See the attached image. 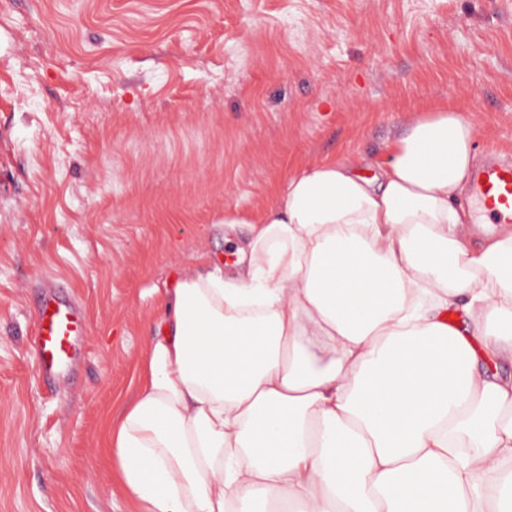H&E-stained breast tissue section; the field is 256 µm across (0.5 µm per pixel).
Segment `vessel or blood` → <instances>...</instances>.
Returning <instances> with one entry per match:
<instances>
[{"label": "vessel or blood", "instance_id": "1", "mask_svg": "<svg viewBox=\"0 0 512 512\" xmlns=\"http://www.w3.org/2000/svg\"><path fill=\"white\" fill-rule=\"evenodd\" d=\"M472 191L494 222H512V166L490 163L478 169ZM34 324L37 371L50 390L82 358L85 319L77 305L47 290L41 295Z\"/></svg>", "mask_w": 512, "mask_h": 512}]
</instances>
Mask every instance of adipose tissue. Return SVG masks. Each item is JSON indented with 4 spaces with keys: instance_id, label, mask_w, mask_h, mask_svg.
<instances>
[{
    "instance_id": "adipose-tissue-1",
    "label": "adipose tissue",
    "mask_w": 512,
    "mask_h": 512,
    "mask_svg": "<svg viewBox=\"0 0 512 512\" xmlns=\"http://www.w3.org/2000/svg\"><path fill=\"white\" fill-rule=\"evenodd\" d=\"M475 137L433 109L292 175L234 277L202 254L165 290L106 434L134 512H512V224L460 202Z\"/></svg>"
}]
</instances>
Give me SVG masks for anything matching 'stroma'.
<instances>
[{"mask_svg":"<svg viewBox=\"0 0 512 512\" xmlns=\"http://www.w3.org/2000/svg\"><path fill=\"white\" fill-rule=\"evenodd\" d=\"M444 105L512 161V0H0V512H131L102 450L224 215L308 165L381 158ZM86 354L46 395L44 284Z\"/></svg>","mask_w":512,"mask_h":512,"instance_id":"stroma-1","label":"stroma"}]
</instances>
